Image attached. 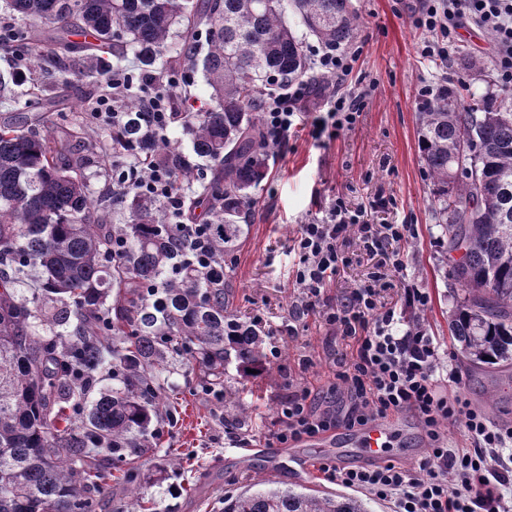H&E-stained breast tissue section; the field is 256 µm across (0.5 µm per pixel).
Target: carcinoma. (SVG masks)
Returning <instances> with one entry per match:
<instances>
[{
  "label": "carcinoma",
  "mask_w": 512,
  "mask_h": 512,
  "mask_svg": "<svg viewBox=\"0 0 512 512\" xmlns=\"http://www.w3.org/2000/svg\"><path fill=\"white\" fill-rule=\"evenodd\" d=\"M43 26L62 65L84 53L86 73L124 80L112 124V200L93 201L87 155L28 129L18 112L0 122V512H97L109 471L128 492L123 512H148L137 482L160 427L177 423L171 375L194 371L224 389L230 365L270 378L259 327L230 313L224 255L245 235L252 191L271 157L263 125L269 96L306 81L315 95L311 42L341 48L354 37L352 0H7ZM134 56L139 68L129 67ZM190 64L212 88L208 107L174 120L190 136L189 161L141 107L157 65ZM0 69V102L16 88ZM419 147L448 253L464 295L449 328L475 366L512 361V93L467 101L442 90L418 112ZM476 143L479 181L457 174L458 146ZM150 165L171 178L193 219L210 224L211 268L191 262L190 229L165 201L129 182ZM120 247L109 261L106 251ZM35 272L40 296L20 295ZM112 378V388L100 382ZM372 500L293 486L224 498V512H373Z\"/></svg>",
  "instance_id": "obj_1"
}]
</instances>
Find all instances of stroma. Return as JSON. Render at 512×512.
Listing matches in <instances>:
<instances>
[{
	"label": "stroma",
	"mask_w": 512,
	"mask_h": 512,
	"mask_svg": "<svg viewBox=\"0 0 512 512\" xmlns=\"http://www.w3.org/2000/svg\"><path fill=\"white\" fill-rule=\"evenodd\" d=\"M357 29L350 49L358 58L351 74L337 82L341 94L367 91L366 103L355 127L333 139L314 140L298 129L287 142L272 147L266 178L255 191L254 218L235 251L228 257L229 307L244 318L262 315L268 326L287 323L299 307L302 290L293 277L297 257L291 249L299 225L321 220L336 199L350 208L364 207L373 224H408L412 235L399 246L407 279L430 295L421 313L427 333L439 344L436 377L442 391H450L447 375L458 372L471 402L499 425L512 423V364L470 370L450 335L448 322L463 292L451 273L445 240L431 208V185L418 141L421 85L434 84L498 94L490 37L474 26L462 27L458 53L448 63L422 59L419 31L408 23L416 0H353ZM42 82L61 100L58 111L37 125L40 134L64 138L76 122H83V140L93 151L83 171L91 199L112 187V158L101 151L111 129L92 115H80L75 106H98L106 89L103 78L82 70L42 71ZM393 198L385 209L370 206L377 195ZM297 334L276 335L270 342L279 349L273 360L274 378L232 377L225 384L223 402H216L198 386L195 374H175L178 389L177 427L165 431L154 457L141 474V490L156 504L157 512H224L225 497L246 486L262 488L271 482L304 484L321 492L341 489L327 475L307 480L291 468V456L311 455L305 442L277 455L264 454L276 431L287 382L321 388L333 361L345 344L327 325L320 311L298 316ZM242 403L252 408L245 425L225 427V405ZM180 458L179 470L166 461Z\"/></svg>",
	"instance_id": "stroma-1"
}]
</instances>
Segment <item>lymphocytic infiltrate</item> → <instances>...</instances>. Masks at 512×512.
Segmentation results:
<instances>
[{
	"mask_svg": "<svg viewBox=\"0 0 512 512\" xmlns=\"http://www.w3.org/2000/svg\"><path fill=\"white\" fill-rule=\"evenodd\" d=\"M472 24L488 33L495 47L496 82L512 90V0H418L411 25L426 32L422 57L448 61L457 53V31ZM309 85L291 83L264 112L273 143L289 132L309 126L313 138L334 137L351 129L364 108V93L330 94L313 117L299 112ZM406 224H373L364 209H350L336 200L325 219L300 225L293 238L298 257L295 282L302 288L303 310L320 305L327 284L353 259V243L367 254L389 261L402 271L394 244L405 240ZM402 307L379 309L377 290L365 285L329 305L326 322L349 348L336 358L327 395L344 397L341 411L321 410L308 387L289 384L275 438L297 442L344 426L350 429L410 412L421 421L428 453L419 465L405 468L396 461L360 467L321 465V472L346 485L369 490L389 500L392 512H512V428L493 425L472 406L463 392L443 394L436 379L438 347L406 312L423 309L428 294L418 284L400 280ZM463 423L469 447L448 444L447 428Z\"/></svg>",
	"mask_w": 512,
	"mask_h": 512,
	"instance_id": "lymphocytic-infiltrate-1",
	"label": "lymphocytic infiltrate"
}]
</instances>
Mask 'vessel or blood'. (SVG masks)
I'll list each match as a JSON object with an SVG mask.
<instances>
[{
	"instance_id": "b4317fda",
	"label": "vessel or blood",
	"mask_w": 512,
	"mask_h": 512,
	"mask_svg": "<svg viewBox=\"0 0 512 512\" xmlns=\"http://www.w3.org/2000/svg\"><path fill=\"white\" fill-rule=\"evenodd\" d=\"M400 430L395 419L374 421L354 437L320 435L311 440L312 447L327 449L329 455L343 457L347 450H354L365 461H379L397 448Z\"/></svg>"
}]
</instances>
